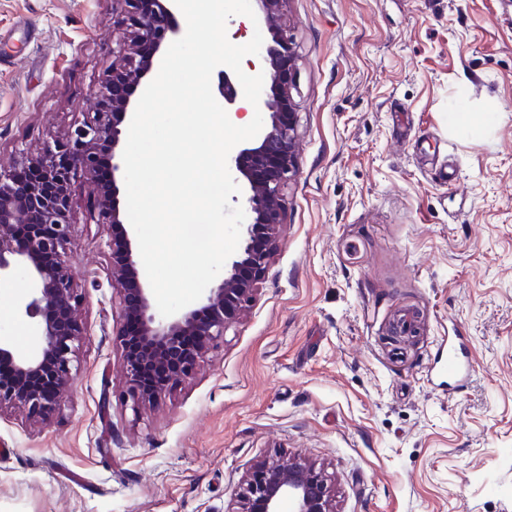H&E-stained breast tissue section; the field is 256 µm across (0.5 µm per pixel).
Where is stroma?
Here are the masks:
<instances>
[{"mask_svg": "<svg viewBox=\"0 0 512 512\" xmlns=\"http://www.w3.org/2000/svg\"><path fill=\"white\" fill-rule=\"evenodd\" d=\"M288 18L299 173L248 312L132 411L80 178L67 264L90 334L48 424L0 415V512H238L275 454L324 469L336 512H512V0H290ZM124 30L119 0H0V167L97 108ZM460 100L497 120L449 131ZM25 286L0 281V336L30 351ZM458 339L454 382L437 361Z\"/></svg>", "mask_w": 512, "mask_h": 512, "instance_id": "35a3bbf8", "label": "stroma"}]
</instances>
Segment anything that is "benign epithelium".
<instances>
[{
  "label": "benign epithelium",
  "mask_w": 512,
  "mask_h": 512,
  "mask_svg": "<svg viewBox=\"0 0 512 512\" xmlns=\"http://www.w3.org/2000/svg\"><path fill=\"white\" fill-rule=\"evenodd\" d=\"M130 26L112 49L116 62L99 75L95 97L111 100L108 112H93L64 142L22 153L16 165L0 169V279L23 270L27 292L15 305L39 340L22 351L0 336V412L23 410L47 423L72 380L73 362L88 335L79 314L80 294L65 259L72 235L70 213L76 177H96V222L112 229L105 241L111 259L110 286L117 287L122 324L117 332L124 380L132 410L154 407L190 381L227 330L246 312L278 248L287 207L285 189L297 176L299 117L297 52L286 25L289 0H254L256 19L271 35L262 51L263 88L259 110L267 115L255 146L228 159L229 171L245 180L240 252L224 265L220 282L197 303L163 317L149 281L140 270L136 235L125 227L121 205L122 137L137 102L156 76L172 38L179 33L174 0H121ZM218 91L233 111L239 81L218 73ZM36 172L22 183L17 169ZM334 512L331 483L324 471L299 458L269 456L242 477L240 512Z\"/></svg>",
  "instance_id": "7a95c632"
}]
</instances>
